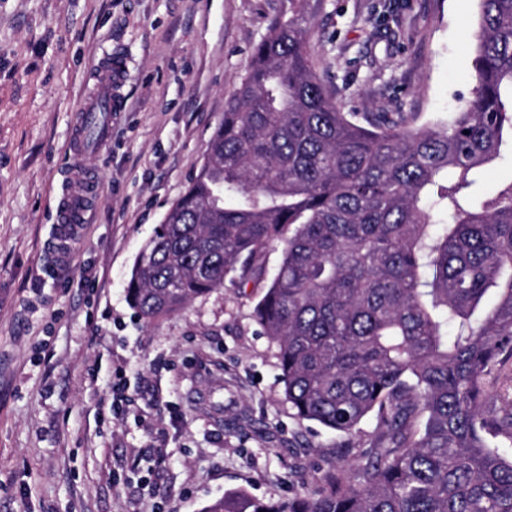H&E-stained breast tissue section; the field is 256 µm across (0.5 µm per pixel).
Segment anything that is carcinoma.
Wrapping results in <instances>:
<instances>
[{
  "mask_svg": "<svg viewBox=\"0 0 512 512\" xmlns=\"http://www.w3.org/2000/svg\"><path fill=\"white\" fill-rule=\"evenodd\" d=\"M476 99L445 123L345 112L289 0L253 47L207 155L138 253L146 322L224 279L255 307L300 422L378 442L313 492L224 495L204 512H512V180L479 207L475 177L512 136V0H477Z\"/></svg>",
  "mask_w": 512,
  "mask_h": 512,
  "instance_id": "1",
  "label": "carcinoma"
}]
</instances>
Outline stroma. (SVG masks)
Masks as SVG:
<instances>
[{"instance_id":"35a3bbf8","label":"stroma","mask_w":512,"mask_h":512,"mask_svg":"<svg viewBox=\"0 0 512 512\" xmlns=\"http://www.w3.org/2000/svg\"><path fill=\"white\" fill-rule=\"evenodd\" d=\"M286 7L0 0V512H202L238 491L276 501L376 442L371 417L353 435L295 420L254 314L268 279L227 276L150 323L126 297L136 255ZM304 18L344 111L430 125L476 97V0H307ZM111 52L127 61L125 110L83 159L97 194L57 269L73 115Z\"/></svg>"}]
</instances>
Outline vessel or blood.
Instances as JSON below:
<instances>
[{"label": "vessel or blood", "mask_w": 512, "mask_h": 512, "mask_svg": "<svg viewBox=\"0 0 512 512\" xmlns=\"http://www.w3.org/2000/svg\"><path fill=\"white\" fill-rule=\"evenodd\" d=\"M125 74V59L117 55L107 56L91 93L76 115L70 145L74 165L56 213L60 235L58 260H65L73 238L86 222L97 191L91 178L82 171L79 161L87 151L101 147L110 140L116 115L125 108L121 92Z\"/></svg>", "instance_id": "b4317fda"}]
</instances>
